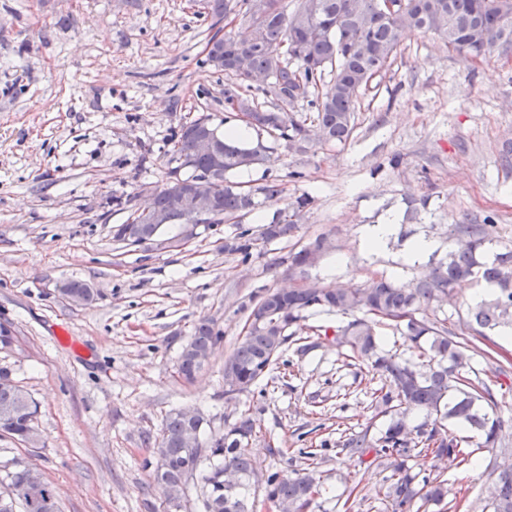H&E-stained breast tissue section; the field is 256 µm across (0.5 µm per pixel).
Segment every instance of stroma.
<instances>
[{
	"instance_id": "35a3bbf8",
	"label": "stroma",
	"mask_w": 512,
	"mask_h": 512,
	"mask_svg": "<svg viewBox=\"0 0 512 512\" xmlns=\"http://www.w3.org/2000/svg\"><path fill=\"white\" fill-rule=\"evenodd\" d=\"M214 32L200 0H0V322L17 333L0 366L38 403L40 438L35 449L0 438V469L23 459L58 488L62 512H167L148 466L167 413L201 410L213 435L247 413L258 432L246 452L259 470L303 469V449H317L321 493L308 512H392L377 460L336 450L343 430L383 427L368 362L326 340L302 354L291 340L251 392L230 395L224 359L245 304L264 289L362 288L379 273L407 283L447 253L449 225L488 215L512 246V166L501 158L512 140V55L474 63L432 34H409L362 94L346 145L313 139L299 152L263 136L266 159L233 179L247 189L280 179L279 200L200 226L181 251L116 241L113 226L165 182L183 125L240 123L224 101L226 75L206 61ZM305 193L311 204L294 212ZM279 212L295 213V237L246 260L225 252L237 227ZM389 218L394 237L367 250L368 227ZM321 234L333 251L305 275L289 272V253ZM423 237L435 249L406 262ZM71 280L93 289L92 303L61 299ZM203 318L224 338L188 382L177 356ZM484 349L475 368L508 420L512 341L495 336ZM505 448L508 424L471 466L410 458L418 477L466 492L457 510L429 512H482L496 479L489 462Z\"/></svg>"
}]
</instances>
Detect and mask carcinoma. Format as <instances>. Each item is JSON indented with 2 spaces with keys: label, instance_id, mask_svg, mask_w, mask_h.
Masks as SVG:
<instances>
[{
  "label": "carcinoma",
  "instance_id": "1",
  "mask_svg": "<svg viewBox=\"0 0 512 512\" xmlns=\"http://www.w3.org/2000/svg\"><path fill=\"white\" fill-rule=\"evenodd\" d=\"M250 16L248 38L238 39L228 31L214 34L209 42L214 54L224 55V71L234 83L224 89V102L247 117L246 124L259 131L277 134L299 151L311 139V129L297 112L285 110L309 93L316 94L311 104L316 109V135L324 142L342 144L354 129V112L359 97L369 82L386 73L397 57L406 35L419 30L436 35L448 48L472 59L491 58L512 52V12H504L500 0H404V8L384 12L377 0H298L289 11L282 0H241ZM208 13L222 21L234 10L231 0H206ZM240 55L251 71L268 74L272 82L264 93L284 106L259 107L253 97L238 91L244 78L231 58ZM330 79L324 80V74ZM209 118L201 117L181 127L177 141V166L168 169L166 182L153 194L154 210L167 224H186V211L174 201V192L203 189L212 196L213 214L205 223L215 224L253 212L283 193L280 180L245 190L227 180V175L264 160L266 146L256 143L240 148L224 140V165L214 168L208 156L194 152L192 138L198 132L213 131ZM493 219L482 224H452L449 235L456 246L446 259L430 267L406 285L381 275L364 288H322L310 283L288 290L273 288L254 295L247 321L249 333L236 342L224 360L233 369L244 393L277 361L282 346L295 335L293 328L310 310L336 313L344 317L332 333V341L346 348L355 359L371 361L373 375L381 381L376 390L375 410L386 418L381 436H370L369 429L355 431L339 441L343 454L364 457L374 453L390 471L385 497L401 508L416 502H441L448 496L445 479L427 477L416 481L408 460L412 453L446 459L459 466L470 462L473 451L464 440L448 430V424H464L482 439L479 448L497 445L505 425L498 412L499 403L492 389L473 380V355L468 345L457 340L447 318L429 317L454 300V286L466 279H477L491 288L492 294L468 307L467 325L484 339L488 334L512 329V248L499 245L491 233ZM297 225L276 215L256 230L244 229L224 244L230 253L247 260L266 244L291 237ZM330 239L320 235L308 245L288 255V269L301 274L311 265V251L327 252ZM93 291L81 281H69L59 288L65 298ZM390 327L420 352L419 361L403 359L380 347L378 329ZM222 332L207 318L197 322L193 334L182 347L177 360L178 374L187 381L203 369ZM11 370L0 368V437L25 444L38 442V406L21 386L9 379ZM426 412L427 420L413 424L414 414ZM196 420L185 411L172 410L164 419L156 442L154 479L166 484L181 481L188 469L196 471L201 482L204 512H247L246 496L256 467L245 452L255 433V420L242 415L220 437L204 432L205 418L199 411ZM198 431L196 446L184 437L189 428ZM498 472L490 493V512H512V454L492 463ZM234 472L239 484L230 494L224 491V473ZM320 489L311 472L281 471L267 474L264 499L277 512H305ZM61 512L55 486L45 480L39 493H32L31 469L15 459L12 468L0 477V512Z\"/></svg>",
  "mask_w": 512,
  "mask_h": 512
}]
</instances>
